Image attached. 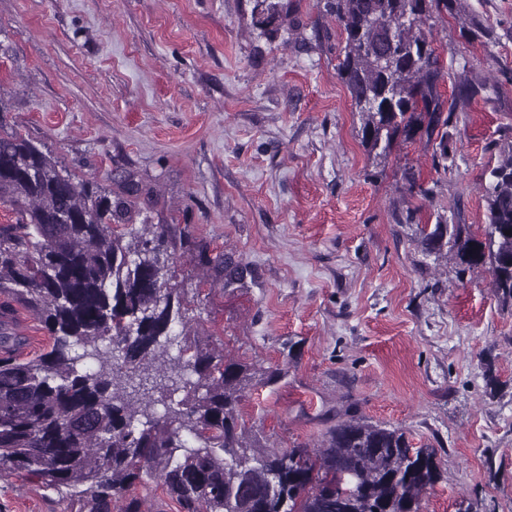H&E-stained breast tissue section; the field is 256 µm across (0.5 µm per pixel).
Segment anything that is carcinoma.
<instances>
[{
  "instance_id": "obj_1",
  "label": "carcinoma",
  "mask_w": 512,
  "mask_h": 512,
  "mask_svg": "<svg viewBox=\"0 0 512 512\" xmlns=\"http://www.w3.org/2000/svg\"><path fill=\"white\" fill-rule=\"evenodd\" d=\"M458 0H325L342 24L344 56L337 74L361 113V140L376 158L419 131L439 137L434 170L448 171V120L443 108L469 105L468 79L450 104L440 92L444 69L415 28L434 10L456 14ZM282 5L255 0L266 33L276 31ZM33 174L0 176V202L18 215L0 225V295L24 303L53 338L34 359L20 357L27 337L5 319L0 302V476L21 474L42 487L85 502L88 512H142L127 492L157 476L181 512H420V495L441 478L433 448H415L398 429L350 416L329 431L328 443L264 454L246 441L237 408L253 368L204 351L172 325L191 321L182 289L164 269V224L115 232L117 210L87 183L64 177L34 140L0 137V157ZM488 224L479 240L460 224L421 228L430 253L448 247L459 265H489L494 288L512 297V157L489 171ZM200 260L224 269V286L248 266L231 257ZM181 339L167 368V347ZM105 345L100 350L99 345ZM82 352H77V349ZM97 370L80 368L84 358ZM181 380L185 399L151 413L153 390ZM354 471L359 486L343 494L337 475Z\"/></svg>"
}]
</instances>
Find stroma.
Wrapping results in <instances>:
<instances>
[{
	"mask_svg": "<svg viewBox=\"0 0 512 512\" xmlns=\"http://www.w3.org/2000/svg\"><path fill=\"white\" fill-rule=\"evenodd\" d=\"M324 2L288 0L266 35L253 0H0V136L120 202L117 232L169 226L191 335L258 370L238 407L249 444L316 452L350 408L436 450L422 512H512V299L406 221L484 235L488 172L512 154V0H463L493 43L447 14L420 25L444 100L463 74L481 88L450 119L444 173L423 133L368 157ZM128 172L142 193L123 192ZM202 244L250 277L225 287ZM81 507L0 477V512Z\"/></svg>",
	"mask_w": 512,
	"mask_h": 512,
	"instance_id": "obj_1",
	"label": "stroma"
}]
</instances>
